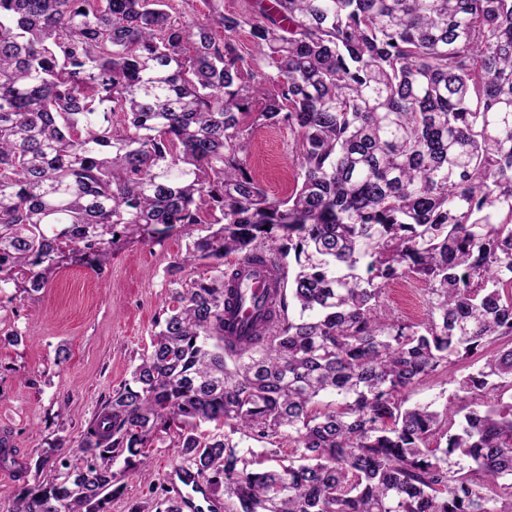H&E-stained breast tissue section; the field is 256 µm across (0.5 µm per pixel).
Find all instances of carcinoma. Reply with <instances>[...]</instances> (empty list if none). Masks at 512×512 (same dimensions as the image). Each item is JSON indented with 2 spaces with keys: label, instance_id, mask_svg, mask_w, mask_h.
Segmentation results:
<instances>
[{
  "label": "carcinoma",
  "instance_id": "1",
  "mask_svg": "<svg viewBox=\"0 0 512 512\" xmlns=\"http://www.w3.org/2000/svg\"><path fill=\"white\" fill-rule=\"evenodd\" d=\"M212 2L204 22L0 0V293L40 291L66 252L188 240L132 382L7 512H107L171 433L224 512H512V346L441 409L407 398L512 336V0ZM280 123L299 173L271 199L247 156ZM245 265L271 284L231 341ZM406 276L429 285L421 323L382 299ZM237 433L295 456L266 467ZM236 440H240V435H235ZM241 448L247 449L252 448L255 453H263V452H275L281 457H292L294 455L295 445L291 440H288V436L280 435L275 437H269L268 439H264L263 442H258L251 438L243 437L240 440Z\"/></svg>",
  "mask_w": 512,
  "mask_h": 512
}]
</instances>
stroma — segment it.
Returning <instances> with one entry per match:
<instances>
[{
	"mask_svg": "<svg viewBox=\"0 0 512 512\" xmlns=\"http://www.w3.org/2000/svg\"><path fill=\"white\" fill-rule=\"evenodd\" d=\"M294 133L287 125L256 127L250 162L268 196L285 197L298 171ZM186 241L123 239L102 268L63 260L41 291L10 289L12 301L0 328L21 334L17 343L0 341V430L11 433L19 464L35 481L39 461L81 453L84 429L114 389L151 350L155 323L172 307L168 268L184 256ZM462 364H451L416 384L412 404L442 407ZM62 439V449L52 443ZM144 475L123 478L122 494L108 512H129L134 502L152 504L168 489L166 472L182 466L176 436L154 442Z\"/></svg>",
	"mask_w": 512,
	"mask_h": 512,
	"instance_id": "stroma-1",
	"label": "stroma"
}]
</instances>
